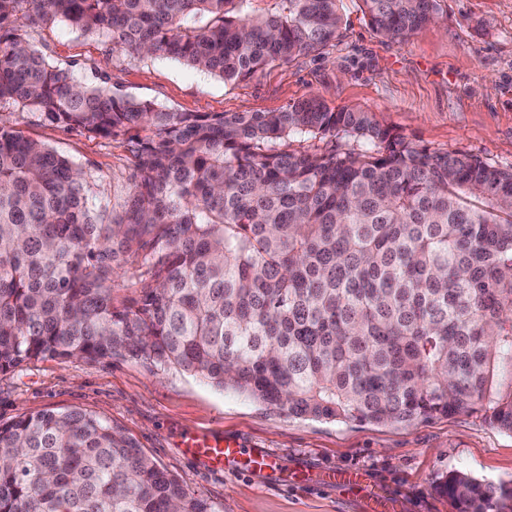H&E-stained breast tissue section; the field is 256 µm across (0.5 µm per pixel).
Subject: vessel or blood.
<instances>
[{
	"label": "vessel or blood",
	"mask_w": 512,
	"mask_h": 512,
	"mask_svg": "<svg viewBox=\"0 0 512 512\" xmlns=\"http://www.w3.org/2000/svg\"><path fill=\"white\" fill-rule=\"evenodd\" d=\"M176 446L183 455L210 471H227L243 461L248 462L251 470L259 472L270 473L277 467L272 455L249 454L243 444L233 438L190 432L179 435Z\"/></svg>",
	"instance_id": "b4317fda"
}]
</instances>
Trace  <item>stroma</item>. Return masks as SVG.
I'll list each match as a JSON object with an SVG mask.
<instances>
[{
    "label": "stroma",
    "mask_w": 512,
    "mask_h": 512,
    "mask_svg": "<svg viewBox=\"0 0 512 512\" xmlns=\"http://www.w3.org/2000/svg\"><path fill=\"white\" fill-rule=\"evenodd\" d=\"M336 40L318 54L227 83L165 57L130 58L104 35L65 24L32 33L50 64L85 82L109 74L119 94L171 112H274L316 95L331 109L376 120L435 151H459L512 169V0H438L434 21L402 42L368 26L359 0H343ZM68 157L105 205L128 192L119 142L17 121ZM45 409H82L121 427L210 512H366L370 491L389 512H452L440 485L460 470L512 480V434L481 415H437L409 425L300 418L181 369L123 355L39 359L0 373V424ZM186 432H218L276 458L278 475L201 470L174 445ZM358 472L359 488L320 482Z\"/></svg>",
    "instance_id": "stroma-1"
}]
</instances>
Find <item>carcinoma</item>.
<instances>
[{"label":"carcinoma","mask_w":512,"mask_h":512,"mask_svg":"<svg viewBox=\"0 0 512 512\" xmlns=\"http://www.w3.org/2000/svg\"><path fill=\"white\" fill-rule=\"evenodd\" d=\"M0 0V373L127 354L292 416L512 433V170L437 152L312 96L170 112L82 83L29 35L59 22L236 82L336 40L342 0ZM403 41L437 0H363ZM122 138L128 194L10 117ZM138 289L126 303L115 278ZM456 512L512 482L448 473ZM0 512H208L121 428L80 410L0 424Z\"/></svg>","instance_id":"carcinoma-1"}]
</instances>
